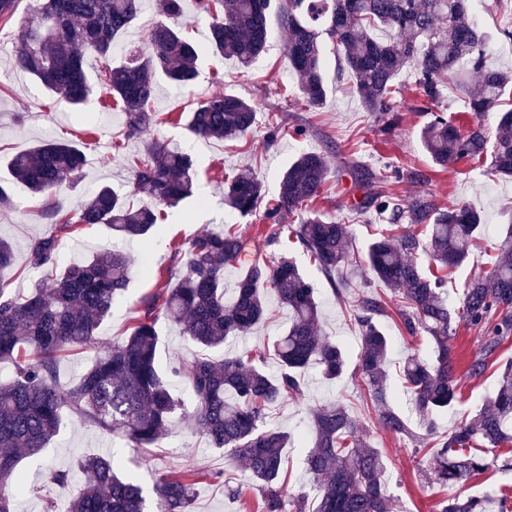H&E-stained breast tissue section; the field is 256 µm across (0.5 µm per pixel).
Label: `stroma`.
<instances>
[{"label": "stroma", "mask_w": 512, "mask_h": 512, "mask_svg": "<svg viewBox=\"0 0 512 512\" xmlns=\"http://www.w3.org/2000/svg\"><path fill=\"white\" fill-rule=\"evenodd\" d=\"M474 13L480 27L491 36L488 62L499 68L512 67V39L503 38V30H512V0H476ZM19 26L0 28V183L8 185L13 197L10 209H0V236L15 244V262L0 271V286L13 293L28 291L40 278V271L27 262V245L33 237L50 232L41 207L42 198L30 195L14 182L8 168L9 159L29 150L46 139L79 143L85 153L84 177L76 187L57 191L56 201L66 210L77 209L85 197L102 185L125 191L131 177L130 163L141 156L145 144L125 135L118 110L106 107L107 95L95 90L86 105L73 109L59 97L50 95L27 74H13L10 66L20 50ZM286 37L274 33L266 52L250 67L210 53L198 61L199 76L188 90H178L160 83L152 108L159 115H174L191 109L199 100L232 91L252 99L259 107L257 126L251 134L235 140L197 139L183 125L164 122L153 127L155 139L192 154L197 164L198 185L194 197L169 209L161 235L123 242L122 247L134 260L151 255L159 274L133 275L128 287L117 299L111 316L101 325V346L127 336L141 300L164 284H176L180 275L173 253L178 245L191 238L235 224L240 236V250L232 266L224 271V289L233 293L239 277L255 265L268 266L280 255L293 258L317 291L321 305V332L336 340L347 353V367L336 382L323 380L319 368L303 374L300 394L272 405L267 423L280 427L293 437L283 452L281 476L283 512H294L293 501L311 494L313 480L304 459L307 444L302 435L308 430L310 407L329 401L343 402L350 413L360 419L364 437L378 448L386 461L385 483L392 498V512H437L440 503L450 496V489L429 484L424 476L425 451L408 439L393 436L378 427L370 401L355 376L361 347V329L355 319L362 297L378 293L385 299L388 312L380 323L390 340L388 386L401 408L409 403L399 376L398 366L413 352L428 358L432 343L427 333L409 335L398 315L402 303L366 269L370 240L385 225L375 213L357 214L354 206L372 192H392L402 197L429 196L439 205H468L480 210L484 222L478 244L460 267L449 270L445 291L452 305H461L467 282L489 274L495 260L494 244L512 211V179L486 176L485 164L462 160L442 168L433 163L420 142V132L429 120L417 98L413 70H404L398 118L390 130L364 112L353 82L347 73L338 71L335 57L325 66L326 97L322 108L311 111L302 105L294 79L286 69ZM279 119L286 134L267 141L266 128L271 119ZM322 154L328 163L327 193L319 204L329 219L346 224L352 236L350 263L339 268L335 282H328L299 244L289 248L268 240L271 228L259 217H234L224 204V178L247 170L263 182L267 196L278 193L277 174L300 152ZM111 230L102 224L83 226L63 235L57 254L58 266L89 258L100 249L112 247ZM271 316L253 333L230 338L226 346L207 349L214 360L222 359L225 350H261L267 348L288 326V311L275 295H268ZM157 360L161 374L173 395L185 407L193 401L188 387L175 374L176 361L193 353L178 326L158 319ZM496 383L495 370L480 379L460 375V402L436 416L435 438H443L463 418L474 415L490 398ZM112 455L123 465V472L145 490H152L157 478L170 472L194 471L202 478L194 487V512H256L262 499L259 487L233 457L209 447L193 430L190 422L178 420L160 447L135 448L118 437L103 433L95 425L65 415L64 426L45 448L39 460H22L19 469L28 477L25 492L16 499L17 512H42L45 500L67 505L86 487L78 462L89 455ZM68 471L70 478L62 484L42 480L43 467ZM235 486L239 498L230 497L227 486Z\"/></svg>", "instance_id": "35a3bbf8"}]
</instances>
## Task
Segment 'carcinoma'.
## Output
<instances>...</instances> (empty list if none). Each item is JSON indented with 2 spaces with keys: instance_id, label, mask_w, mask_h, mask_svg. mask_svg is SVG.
I'll return each mask as SVG.
<instances>
[{
  "instance_id": "carcinoma-1",
  "label": "carcinoma",
  "mask_w": 512,
  "mask_h": 512,
  "mask_svg": "<svg viewBox=\"0 0 512 512\" xmlns=\"http://www.w3.org/2000/svg\"><path fill=\"white\" fill-rule=\"evenodd\" d=\"M198 2L213 19L207 45L189 41L182 28L170 23L183 16L182 0H159L163 20L151 30L148 48L118 58L114 44L137 19L140 0H31L38 23L20 27L18 66L73 106L82 105L99 85L121 106L126 136L140 139L151 135L157 122L152 101L158 78L182 88L193 85L197 61L207 51L243 67L251 65L266 50L274 17L278 30L287 35L288 73L308 108L323 105L329 46L352 78L362 107L387 130L397 119L396 80L412 68L417 97L431 113L421 142L432 161L447 167L486 157L491 174L512 176V108L500 112L499 132L492 141L480 122L506 90L512 91V75L487 63V35L473 19V0ZM21 3L0 0V22L15 19ZM89 56L100 62L95 84L85 71ZM451 83L466 92L477 119L466 132L437 109ZM257 112L255 102L224 93L198 102L185 113L184 126L196 138H238L252 132ZM84 161L80 146L53 140L9 161L12 177L31 194L45 197L42 216L53 231L32 240L29 247V266L46 270L44 277L25 294L8 295L0 287V361L14 367L13 377L0 381V512H15L14 500L25 490L18 465L56 436L66 411L136 448L157 445L172 423L186 415L211 447L229 451L259 483L262 512H281L277 482L291 435L268 427L267 411L300 392L302 372L309 365L320 367L328 380L340 378L347 365L344 349L321 335L313 286L294 260L282 257L271 268L255 266L241 275L228 301L224 269L238 254V232L231 225L205 232L175 251L184 267L176 286L144 299V314L134 319L129 335L98 349L84 374L62 387L57 375L61 354L96 347L98 330L127 287L133 261L112 248L55 273L61 235L93 224H106L120 237L157 235L164 210L191 196L198 177L188 153L170 150L152 138L147 154L132 162L127 192L103 185L75 214L64 213L53 201V192L79 183ZM328 174L324 156L302 153L281 174L276 198L264 201L261 182L241 171L225 182L224 204L241 217L261 210L263 220L274 227L283 216L323 198ZM356 210H373L392 226L409 224L399 234L376 238L368 247L367 264L374 279L403 299L400 315L408 334L423 329L430 335L432 358L412 354L403 365L423 432L412 428L388 391L389 342L377 321L385 315L386 303L374 296L364 297L357 313L363 333L359 377L381 429L431 445L429 467L436 483L462 488L489 468L475 442L493 448L512 444V360L499 366L497 387L488 402L434 443L432 415L457 399L456 365L448 341L459 323H492L479 355L467 362L472 378L483 377L504 342L512 339V215L498 238L493 271L473 280L465 288L462 307L455 309L443 296L441 272L468 258L483 223L480 212L442 207L426 196L406 199L385 193L368 196ZM419 224L428 229L425 242L410 229ZM295 233L296 242L334 281L336 270L348 262V226L308 210ZM421 250L437 262L436 270L419 263ZM269 292L289 314L288 327L273 344L278 374L270 375L248 350L222 361L184 359L175 372L186 380L194 400L192 412H186L158 370V317L180 326L189 342L213 348L264 323ZM309 431L305 463L316 480L314 507L307 510L301 497L295 512H391L385 460L363 439V426L343 404L310 408ZM79 469L87 486L66 512H148L144 489L120 474L115 459L86 457ZM201 478L189 472L158 478L154 512H194L192 489ZM493 503L487 497L454 496L441 502L440 512H493Z\"/></svg>"
}]
</instances>
